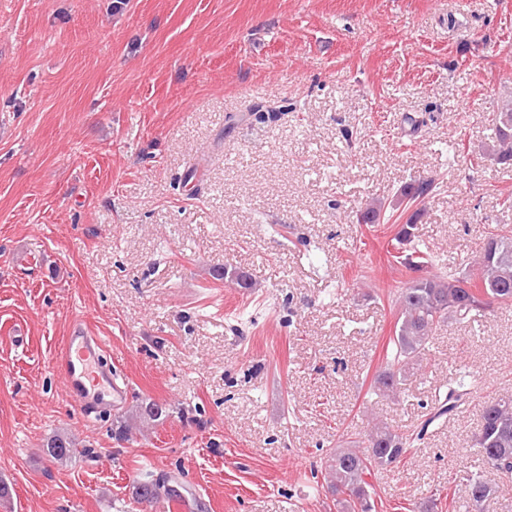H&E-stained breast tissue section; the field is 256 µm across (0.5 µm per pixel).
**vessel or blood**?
I'll list each match as a JSON object with an SVG mask.
<instances>
[{
	"instance_id": "vessel-or-blood-1",
	"label": "vessel or blood",
	"mask_w": 512,
	"mask_h": 512,
	"mask_svg": "<svg viewBox=\"0 0 512 512\" xmlns=\"http://www.w3.org/2000/svg\"><path fill=\"white\" fill-rule=\"evenodd\" d=\"M103 346L99 336L84 323H74L66 336L57 361L61 377L81 408L110 409L125 394L111 368L103 367Z\"/></svg>"
}]
</instances>
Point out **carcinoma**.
I'll return each mask as SVG.
<instances>
[{
    "label": "carcinoma",
    "mask_w": 512,
    "mask_h": 512,
    "mask_svg": "<svg viewBox=\"0 0 512 512\" xmlns=\"http://www.w3.org/2000/svg\"><path fill=\"white\" fill-rule=\"evenodd\" d=\"M492 126L491 153L497 161L509 164L512 162V103L501 106ZM436 188L435 178L423 179L404 188L398 207L387 209L380 201L362 214L365 224L405 221L395 236L396 258L416 274L397 291V319L394 336L386 348V366L371 384V390L380 395L395 396L401 392L410 366L420 361L438 326L466 323L493 311L496 304L512 306V234L489 233L484 238L476 268L470 273L424 274L433 260L413 235L421 209L406 218L399 205L406 201L419 205ZM470 390L471 382L461 375L448 385L446 394L437 399L429 417L412 432L406 434L376 424L364 437L353 441V447L329 452L324 467L327 487L336 495L343 512H376L372 474L400 463L408 449L424 439L433 423L452 415L464 404ZM474 447L485 467L490 469L497 464V472L512 475V395L493 399L483 407ZM47 450L56 461L80 453L75 440L65 434L52 436L47 441ZM463 483L467 503L475 510L495 494V487L478 471L468 473ZM162 488L164 485L149 475L139 483L135 495L141 501H150L158 497Z\"/></svg>",
    "instance_id": "obj_1"
}]
</instances>
